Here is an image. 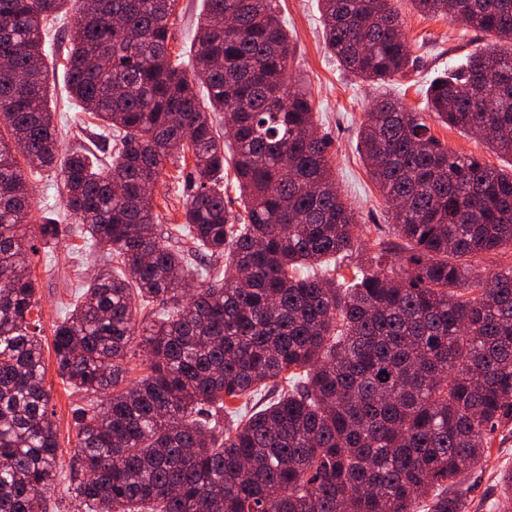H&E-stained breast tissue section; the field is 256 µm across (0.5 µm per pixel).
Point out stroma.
<instances>
[{"label":"stroma","mask_w":512,"mask_h":512,"mask_svg":"<svg viewBox=\"0 0 512 512\" xmlns=\"http://www.w3.org/2000/svg\"><path fill=\"white\" fill-rule=\"evenodd\" d=\"M277 12L288 32L294 54L291 73L300 76L312 98L316 122L331 142L330 155L336 184L341 195L358 213L367 230L362 247H369L378 236L390 233L388 206L373 183L358 152V134L372 101L390 93L406 107L420 110L426 105L430 82L448 65L468 52L495 43V36L441 17L420 14L409 0H397L404 30L409 38L413 66L381 85H373L340 70L323 39V20L318 0H275ZM205 11L203 0H178L170 24V49L183 62L191 60V42L198 20ZM74 14L57 20L48 28L45 50L49 70V107L54 114L63 150L82 146L101 157H108L112 143L99 120L73 105L66 88L61 42L69 37ZM432 134L460 154L474 156L491 167L508 169L511 164L496 154L482 137L463 132L428 116ZM35 207L31 223L44 216L65 214V191L57 171L31 176ZM188 193L187 179L178 177L174 165H167L154 191L156 223H181ZM106 261L104 253L92 250L77 235L64 237L49 251L32 257V269L39 284V319L46 364L45 387L54 410L59 450L71 458L77 444L74 410L82 400L57 373L53 353V330L72 309L82 288ZM512 470V425L499 428L492 436L489 456L481 468L466 474L463 484L469 492L464 512H512V504L500 502L497 482L501 472Z\"/></svg>","instance_id":"obj_1"}]
</instances>
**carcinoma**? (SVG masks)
Here are the masks:
<instances>
[{
	"label": "carcinoma",
	"mask_w": 512,
	"mask_h": 512,
	"mask_svg": "<svg viewBox=\"0 0 512 512\" xmlns=\"http://www.w3.org/2000/svg\"><path fill=\"white\" fill-rule=\"evenodd\" d=\"M176 2L0 0V512H46L65 470L85 512H462L460 476L512 424V266L470 265L512 248V170L377 97L359 150L392 237L348 279L363 225L270 0H205L189 73L169 49ZM410 2L501 40L435 79L427 110L512 158V0ZM68 4V93L118 139L106 167L59 157L41 30ZM320 8L344 72L381 84L412 65L394 0ZM186 157L194 186L163 235L145 187ZM228 160L244 218L224 202ZM55 167L74 224H30L25 171ZM74 230L118 267L54 329L58 374L90 397L66 465L30 255ZM138 336L145 374L128 383ZM472 269L486 275L489 272L510 266L512 264V252L507 250L498 254L479 255L471 258Z\"/></svg>",
	"instance_id": "obj_1"
}]
</instances>
